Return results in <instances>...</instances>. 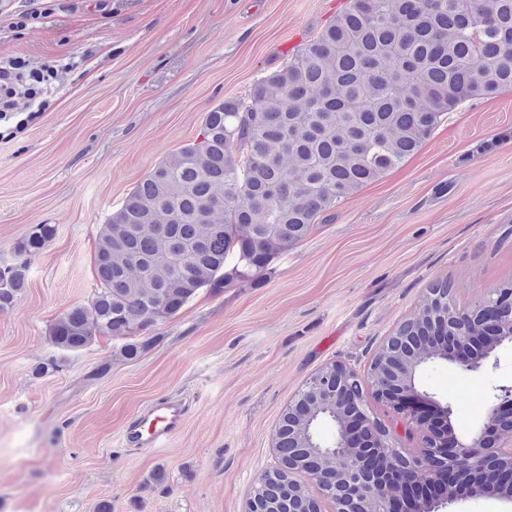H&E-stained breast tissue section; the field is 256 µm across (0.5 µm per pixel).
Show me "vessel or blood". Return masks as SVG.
<instances>
[{
  "mask_svg": "<svg viewBox=\"0 0 512 512\" xmlns=\"http://www.w3.org/2000/svg\"><path fill=\"white\" fill-rule=\"evenodd\" d=\"M187 413L182 402L168 397L158 398L146 413L127 423L122 432L121 444L126 448L161 450L182 428Z\"/></svg>",
  "mask_w": 512,
  "mask_h": 512,
  "instance_id": "1",
  "label": "vessel or blood"
}]
</instances>
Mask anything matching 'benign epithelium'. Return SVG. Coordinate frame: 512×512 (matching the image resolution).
Instances as JSON below:
<instances>
[{"label": "benign epithelium", "mask_w": 512, "mask_h": 512, "mask_svg": "<svg viewBox=\"0 0 512 512\" xmlns=\"http://www.w3.org/2000/svg\"><path fill=\"white\" fill-rule=\"evenodd\" d=\"M433 327L448 333V339L475 349L457 355L437 346L418 361L401 357L407 336L387 337L377 353L380 365L370 368L368 377L344 363L319 369L288 405V413L304 412L305 447L288 449V507L285 512H319L321 500L336 505L335 512H394L393 504L403 490H416L453 476L478 496L512 500V482L495 481L498 471L489 465L499 459L512 463V385L495 387L494 403L483 423L464 437L456 434L450 421L451 407L442 405L418 389L419 366L440 359L464 372L482 368L504 343L512 344V294L498 288L489 290L470 314L448 317L453 305L438 299ZM479 317L489 341L473 336L471 322ZM370 379L372 399L391 409L406 424H424L412 411L416 401L436 411L448 427V436L433 430L421 437L418 447H403L390 430L370 415L364 390ZM336 413V436L327 443L314 440L310 426L321 413ZM317 457L324 468L303 469L298 454ZM314 485L307 491L304 479ZM459 493L448 486L439 495L420 502L414 512H440V507L456 500Z\"/></svg>", "instance_id": "1"}]
</instances>
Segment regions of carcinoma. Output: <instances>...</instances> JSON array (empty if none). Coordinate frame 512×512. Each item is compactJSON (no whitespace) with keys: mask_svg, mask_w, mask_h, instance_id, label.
Listing matches in <instances>:
<instances>
[{"mask_svg":"<svg viewBox=\"0 0 512 512\" xmlns=\"http://www.w3.org/2000/svg\"><path fill=\"white\" fill-rule=\"evenodd\" d=\"M512 90V0H348L285 66L210 108L194 142L159 163L112 212L95 254L94 319L76 306L49 328L77 351L98 335L137 359L139 333L201 288L249 281L341 202L417 152L469 101ZM39 224L0 267V311L26 287ZM422 308L407 352L438 336ZM283 458L305 440L283 411Z\"/></svg>","mask_w":512,"mask_h":512,"instance_id":"1","label":"carcinoma"}]
</instances>
